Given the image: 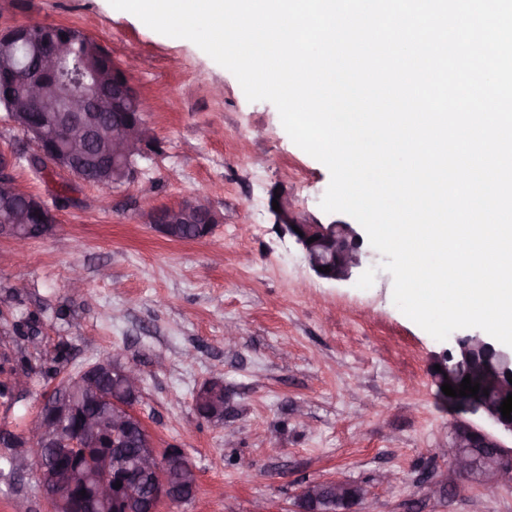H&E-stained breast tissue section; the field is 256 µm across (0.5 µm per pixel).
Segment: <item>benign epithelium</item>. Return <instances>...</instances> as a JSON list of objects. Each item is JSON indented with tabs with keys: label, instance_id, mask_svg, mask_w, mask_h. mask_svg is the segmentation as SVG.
Returning <instances> with one entry per match:
<instances>
[{
	"label": "benign epithelium",
	"instance_id": "obj_1",
	"mask_svg": "<svg viewBox=\"0 0 512 512\" xmlns=\"http://www.w3.org/2000/svg\"><path fill=\"white\" fill-rule=\"evenodd\" d=\"M54 34L51 25L17 24L0 31L1 42H25ZM68 40H54L50 55L39 57L27 65L28 72L12 77L0 74V98L11 100L15 108L8 112L10 121L35 145L30 162H45L80 180L81 169L76 158L93 140L112 143V183L134 179L136 160L155 146V135L141 112L127 107L141 101L138 88L131 82L126 67L112 68V95L100 94L103 74L94 71V79L78 98L48 112L43 118V103L56 97L55 64L69 50ZM112 112V126H107L105 113ZM19 156L0 151V237L10 239L21 249L32 239L34 224L56 223L54 210L44 200L21 191L13 179ZM280 210L272 211L279 230L292 237L304 251L309 268L320 278L348 280L361 267L365 253L363 239L354 225L344 221L320 223L300 211L293 201L281 194ZM149 223L165 235L176 232L177 224H204L211 228L220 223V214L208 203L197 200L171 208L148 209ZM299 231H294V228ZM318 237L309 243L307 239ZM327 266L323 273L317 268ZM435 363L441 370L432 371L438 396L466 411L482 413L497 428L512 434V419L503 418L499 407L512 393L507 374H512V347L505 346L479 333L451 337L450 347L443 350ZM112 374L118 385L111 391L96 383L99 372ZM480 384L478 398L450 397L441 386L448 382L460 388L465 376ZM488 394H483V390ZM141 392V377L132 366L116 361L91 364L70 378L66 387L50 394L44 401L39 419L25 442L15 446V456L34 447L37 452L51 449L69 461L66 467L37 465L39 484L50 502V512H71L74 492L86 491L82 497L86 512H112V504H136L143 512H158L160 502L180 496V488L188 485L167 472L170 458L181 455L177 448L159 451L134 410ZM93 404L112 408V418L102 421L89 412ZM448 470L443 478L448 483L479 476L484 486L494 488L499 479L512 475V448L503 445L494 434L457 419L448 425ZM121 487H115V484ZM340 512H353L365 497L364 489L345 479H331ZM319 483H307L294 497L292 512H314Z\"/></svg>",
	"mask_w": 512,
	"mask_h": 512
}]
</instances>
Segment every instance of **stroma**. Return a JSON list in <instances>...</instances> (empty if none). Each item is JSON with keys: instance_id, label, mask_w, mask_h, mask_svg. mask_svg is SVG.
I'll list each match as a JSON object with an SVG mask.
<instances>
[{"instance_id": "obj_1", "label": "stroma", "mask_w": 512, "mask_h": 512, "mask_svg": "<svg viewBox=\"0 0 512 512\" xmlns=\"http://www.w3.org/2000/svg\"><path fill=\"white\" fill-rule=\"evenodd\" d=\"M78 28L130 62L158 148L110 196L48 166L20 161V189L45 201L68 193L49 234L24 254L0 238V352L32 368L21 397L0 399V433L28 432L62 380L98 361L135 366V410L159 447L195 466L192 502L159 512H252L265 500L289 512L310 481L364 487L356 512H512V477L494 492L475 480L436 486L448 466V423L487 427L449 408L431 376L434 339L393 303L382 255L362 247L370 288L317 277L269 210L271 192L321 222L328 169L296 146L275 105L248 101L236 77L188 40L168 37L109 0H0V27ZM204 200L221 214L212 232L172 240L141 207ZM85 286L72 291V266ZM36 318L39 336L14 333ZM238 341L224 344L227 326ZM67 358L54 362L57 351ZM220 379L222 419L200 418L195 391ZM0 445V512H49L35 455L10 464Z\"/></svg>"}]
</instances>
